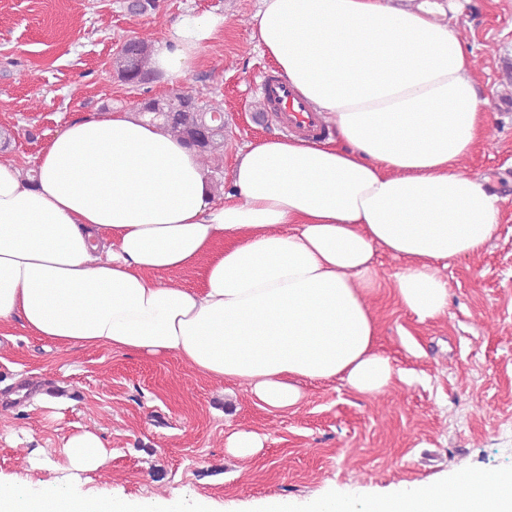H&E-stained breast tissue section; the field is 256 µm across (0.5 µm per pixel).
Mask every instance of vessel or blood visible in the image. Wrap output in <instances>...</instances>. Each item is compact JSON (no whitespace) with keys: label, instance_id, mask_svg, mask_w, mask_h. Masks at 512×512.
Instances as JSON below:
<instances>
[{"label":"vessel or blood","instance_id":"vessel-or-blood-1","mask_svg":"<svg viewBox=\"0 0 512 512\" xmlns=\"http://www.w3.org/2000/svg\"><path fill=\"white\" fill-rule=\"evenodd\" d=\"M264 104L273 112L279 125L289 135L317 142L329 134L323 117L310 110L301 100L278 79L267 77L259 85Z\"/></svg>","mask_w":512,"mask_h":512}]
</instances>
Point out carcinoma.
Masks as SVG:
<instances>
[{
  "label": "carcinoma",
  "instance_id": "cac0c4a2",
  "mask_svg": "<svg viewBox=\"0 0 512 512\" xmlns=\"http://www.w3.org/2000/svg\"><path fill=\"white\" fill-rule=\"evenodd\" d=\"M152 52V40L144 36L133 37L113 58V70L122 82L140 88L153 79ZM137 111L140 116L158 123L168 134L195 148L199 163L209 173L213 195H224V149L228 138L223 101L174 92L164 97L142 98L137 103Z\"/></svg>",
  "mask_w": 512,
  "mask_h": 512
}]
</instances>
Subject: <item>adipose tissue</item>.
<instances>
[{
	"instance_id": "adipose-tissue-1",
	"label": "adipose tissue",
	"mask_w": 512,
	"mask_h": 512,
	"mask_svg": "<svg viewBox=\"0 0 512 512\" xmlns=\"http://www.w3.org/2000/svg\"><path fill=\"white\" fill-rule=\"evenodd\" d=\"M258 46L336 129L312 143H249L214 199L195 151L133 113L72 120L35 158L36 181L0 158V330L60 345L178 357L290 409L307 380L383 393L397 370L368 298L377 254L398 261L396 295L419 320L444 315L450 260L480 254L500 197L460 167L488 118L471 53L441 0H260ZM224 27L177 18L154 46L163 77L186 76ZM200 267L201 289L172 272ZM62 452L93 473L112 452L84 430ZM0 512H214L204 498L135 501L70 483L0 478ZM512 512V476L434 482L363 503L329 494L301 510Z\"/></svg>"
}]
</instances>
